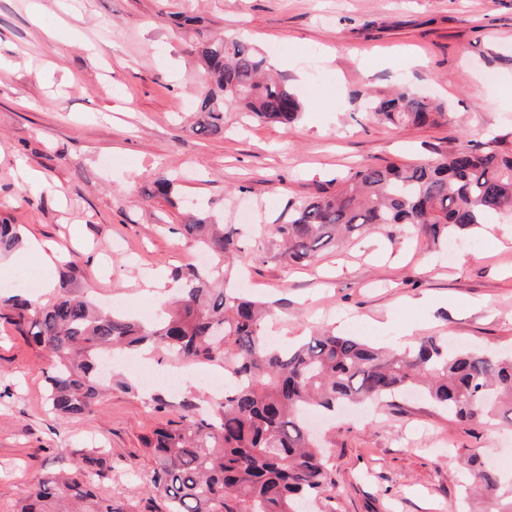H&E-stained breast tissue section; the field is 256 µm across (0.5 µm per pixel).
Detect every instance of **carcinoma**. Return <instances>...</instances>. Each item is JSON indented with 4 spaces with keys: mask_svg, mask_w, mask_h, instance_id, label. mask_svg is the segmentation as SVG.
Returning <instances> with one entry per match:
<instances>
[{
    "mask_svg": "<svg viewBox=\"0 0 512 512\" xmlns=\"http://www.w3.org/2000/svg\"><path fill=\"white\" fill-rule=\"evenodd\" d=\"M197 54L207 86L199 102L201 134L224 135L226 103L284 128L305 109L289 80L274 76L247 40L227 36L201 44ZM363 107L369 118L394 126L448 120L443 103L408 88L367 95ZM505 214L512 215V153L465 144L413 165L361 166L333 191L288 202V217L268 225L265 235L288 262L307 266L320 251L377 225L399 226L446 248L455 233ZM183 215L184 234L214 263L175 274L182 282L178 299L162 301L155 323L101 311L75 293L74 261L52 298L0 305V319L50 353L46 401L57 416L94 411L103 393L98 366L120 351L147 348L224 369L231 384L217 417L197 415L186 401L177 419L142 438L154 461L149 493L161 512H335L329 446L306 425L311 408L334 414L347 402L423 388L459 423L497 418L512 426V353L451 351L436 336L398 351L328 329L275 345L267 336L269 307L230 287L245 253L240 229L216 223L191 201ZM20 242L17 225L1 221L0 251ZM73 456L68 471L39 478L16 512H124L94 490V480L110 469L105 453L81 448ZM466 470L468 485L485 492L492 512H512V471L475 455Z\"/></svg>",
    "mask_w": 512,
    "mask_h": 512,
    "instance_id": "cac0c4a2",
    "label": "carcinoma"
}]
</instances>
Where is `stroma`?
<instances>
[{
    "mask_svg": "<svg viewBox=\"0 0 512 512\" xmlns=\"http://www.w3.org/2000/svg\"><path fill=\"white\" fill-rule=\"evenodd\" d=\"M48 38L29 0H0V221L52 243L58 262L31 259L17 275L40 285L0 288L45 297L64 263L98 305L152 320L175 272L199 248L180 231L183 198L223 223H272L288 201L328 188L370 164L409 163L460 144L512 152V0H40ZM197 24L174 29L168 16ZM246 30L281 66L299 96L315 104L288 129L225 115L224 136L195 131L205 83L193 43ZM428 88L448 105L447 122L394 127L368 118L362 96L395 85ZM41 172L33 189L19 168ZM180 171L170 200L156 181ZM243 288L272 306L280 342L328 326L404 347L439 336L469 348L512 351V218L478 229L448 250L387 231L364 232L307 267L278 248L254 252ZM51 358L0 321V512L45 474L71 464L75 448L103 449L112 461L101 495L126 512H148L153 461L149 431L197 398L214 415L220 389L196 395L195 377L157 355L145 374L113 358L114 378L87 415L58 418L45 405ZM331 442L336 512H451L464 458L491 466L512 459V427H468L422 396L350 407L315 419Z\"/></svg>",
    "mask_w": 512,
    "mask_h": 512,
    "instance_id": "obj_1",
    "label": "stroma"
}]
</instances>
